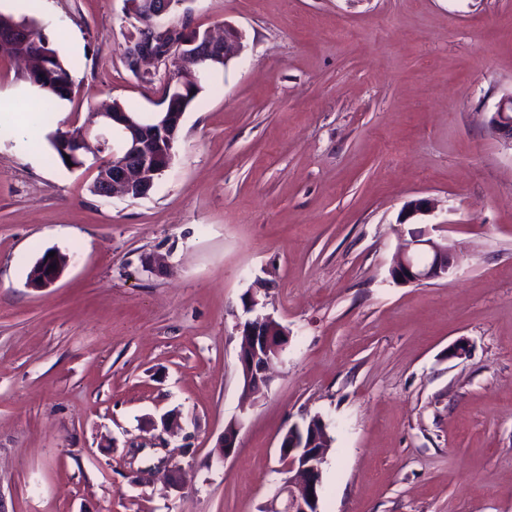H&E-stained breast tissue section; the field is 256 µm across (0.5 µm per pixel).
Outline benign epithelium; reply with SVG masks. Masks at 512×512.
<instances>
[{"mask_svg": "<svg viewBox=\"0 0 512 512\" xmlns=\"http://www.w3.org/2000/svg\"><path fill=\"white\" fill-rule=\"evenodd\" d=\"M169 0H144L146 16L153 23L163 24ZM244 34L241 30L224 25V36L195 32L184 42L180 59H169L173 69L182 70L191 79L170 81L174 88L166 110L145 116L141 112L93 113L94 119L82 127L79 138L64 142L63 152L75 161L72 170L83 169L96 173L101 156L108 153L112 161L109 176L101 179L98 192L103 197L116 194L147 196L155 180L169 170L174 162V136L182 118L200 88L199 75L217 71L228 65L242 48ZM495 138L512 150V93L502 97L496 111L489 118ZM431 200L411 202L402 213V223L415 221L434 213ZM69 259L46 252L38 259L41 274L27 285L35 289L53 286L63 275ZM459 268L458 256L448 240L432 238L426 231L411 232L410 240L394 256L390 267L393 282L404 284L424 283L446 279ZM244 316L238 319L236 330L240 338L238 361L244 373L246 388L261 383L268 377L273 359L279 357L288 345L290 332L274 314L266 311V303L251 292L243 307ZM241 422L232 420L224 427L222 458L235 453ZM329 435L302 436V426L294 424L280 439L279 455L287 474L272 496L270 512H320L322 467L325 462Z\"/></svg>", "mask_w": 512, "mask_h": 512, "instance_id": "obj_1", "label": "benign epithelium"}]
</instances>
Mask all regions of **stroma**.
<instances>
[{
  "label": "stroma",
  "mask_w": 512,
  "mask_h": 512,
  "mask_svg": "<svg viewBox=\"0 0 512 512\" xmlns=\"http://www.w3.org/2000/svg\"><path fill=\"white\" fill-rule=\"evenodd\" d=\"M25 14L74 86L40 121L0 56V512H264L282 434L313 415L321 512H512V153L487 127L512 91V0H183L173 21L233 25L244 48L138 199L92 195L46 139L104 101L161 110L163 81L124 62L126 0ZM420 198L460 268L397 285ZM49 250L68 267L28 288ZM255 286L290 336L251 402L236 323ZM172 410L182 433L159 439ZM161 457L182 489L149 474Z\"/></svg>",
  "instance_id": "obj_1"
}]
</instances>
